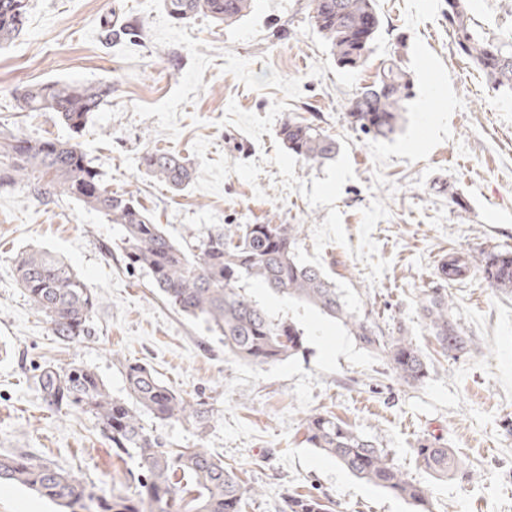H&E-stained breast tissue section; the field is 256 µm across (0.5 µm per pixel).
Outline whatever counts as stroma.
Returning <instances> with one entry per match:
<instances>
[{
  "instance_id": "1",
  "label": "stroma",
  "mask_w": 512,
  "mask_h": 512,
  "mask_svg": "<svg viewBox=\"0 0 512 512\" xmlns=\"http://www.w3.org/2000/svg\"><path fill=\"white\" fill-rule=\"evenodd\" d=\"M308 0H253L232 25L172 20L162 0H29L27 23L0 47V129L67 140L51 112H20L15 98L45 81L112 85L81 138L112 190L133 193L181 243L219 224H295L297 254L332 278L348 305L386 336H410L426 357L423 382L400 379L340 323L258 284L248 292L275 319L304 332L303 354L257 365L225 353L206 324L128 272L121 227L62 195L0 190V453L53 461L105 494L132 493L136 460L116 456L92 415L58 414L34 378L46 364L96 370L124 393L121 360L201 403L208 422L163 423L172 448L203 445L241 472L259 497L244 512H279L284 496L312 494L333 512H411L307 444L302 421L330 412L387 450L429 486L432 512H512V292L489 285L484 252L512 250V93L493 88L457 55L446 0H376L381 19L363 67H337L309 16ZM487 32L512 40V0H474ZM397 59L411 96L399 129L373 138L346 118L347 104ZM335 138L334 160L305 165L282 145L287 118ZM158 147L197 170L184 189L146 175ZM49 250L97 292L91 336L64 345L32 308L12 271L22 251ZM465 276L441 278L449 254ZM446 297L471 340L444 354L420 303ZM451 449L455 473L421 468L414 450Z\"/></svg>"
}]
</instances>
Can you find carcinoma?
I'll return each mask as SVG.
<instances>
[{"label":"carcinoma","instance_id":"obj_1","mask_svg":"<svg viewBox=\"0 0 512 512\" xmlns=\"http://www.w3.org/2000/svg\"><path fill=\"white\" fill-rule=\"evenodd\" d=\"M448 24L458 54L467 58L496 88L512 91V42L490 36L470 16L471 0H447ZM175 20L203 15L231 25L246 16L252 0H163ZM309 15L327 42L336 63L358 69L367 60L381 20L374 0H308ZM28 0H0V45L17 38L26 22ZM408 74L394 59L381 63L373 84L349 102V123L365 134L386 138L398 129L403 103L409 96ZM112 94V85L47 81L28 85L16 98L21 112H54L73 132H80L92 113ZM289 152L307 165L336 157V140L319 127L294 119L279 131ZM145 173L181 190L196 171L177 156L157 148L143 153ZM21 186L42 199L64 193L86 208L118 224V248L130 269L145 270L152 284L178 311L204 320L218 332L224 351L258 365L283 361L303 350L302 329L295 321L275 320L246 292L250 282L313 307L342 323L360 344L386 359L400 379L423 381L428 374L420 349L409 336H384L379 327L358 315L324 271L298 260L297 224H225L192 246L173 239L153 222L132 193L108 189L77 142L32 139L0 131V188ZM467 262L451 256L440 266L444 279L455 280ZM493 286L512 290V251L491 250L481 265ZM17 281L31 305L62 343L79 342L99 304L98 294L57 256L40 250L14 260ZM421 311L441 348L452 354L469 346L442 298H427ZM125 394L114 396L91 368L48 364L36 386L49 409L94 416L117 456L134 457L139 474L134 494L106 496L58 466L33 454H0V481L33 491L68 512H242L245 500L258 491L246 485L224 461L207 448L177 451L143 423L159 421L202 425L206 411L161 382L144 363L123 362ZM306 441L336 459L356 478L383 488L407 502L414 512H431L429 490L412 480L358 431L328 413L307 416ZM417 461L437 478L458 466L445 446L422 444ZM192 495L184 502L183 494ZM280 512H329L318 496L289 495Z\"/></svg>","mask_w":512,"mask_h":512}]
</instances>
